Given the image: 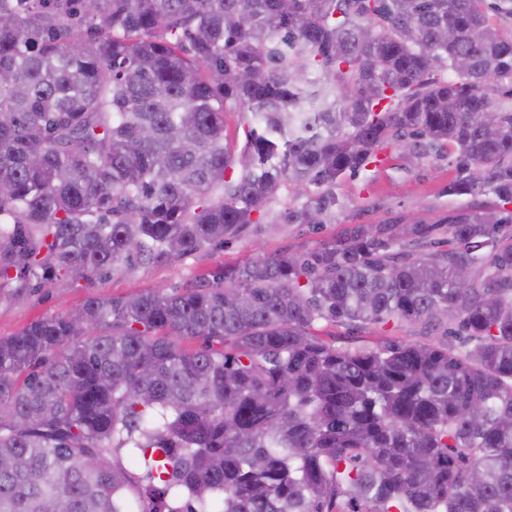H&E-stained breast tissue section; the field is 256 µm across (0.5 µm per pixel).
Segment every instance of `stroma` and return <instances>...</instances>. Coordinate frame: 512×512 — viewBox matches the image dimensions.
<instances>
[{"label":"stroma","instance_id":"obj_1","mask_svg":"<svg viewBox=\"0 0 512 512\" xmlns=\"http://www.w3.org/2000/svg\"><path fill=\"white\" fill-rule=\"evenodd\" d=\"M449 151L408 155L404 149L389 147L375 162L353 178L336 186L339 206L330 223L312 228L305 224H283L277 231L267 225L252 224L228 243L211 246L173 263H157L118 271L96 281L93 288L54 285L15 302L0 299V336H10L44 316L61 315L81 305L88 294L126 297L158 284L175 289L196 284L227 264H236L254 255V244H262L266 254L284 250L305 251L344 234L354 226L377 224H440L450 211L467 207V196H452L448 183L454 177ZM315 332L336 346L358 347L379 338L395 337L409 342L425 341L420 326L411 324L373 325L351 330L333 323L319 322Z\"/></svg>","mask_w":512,"mask_h":512}]
</instances>
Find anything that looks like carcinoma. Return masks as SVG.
<instances>
[{"instance_id": "obj_1", "label": "carcinoma", "mask_w": 512, "mask_h": 512, "mask_svg": "<svg viewBox=\"0 0 512 512\" xmlns=\"http://www.w3.org/2000/svg\"><path fill=\"white\" fill-rule=\"evenodd\" d=\"M484 2L0 0L11 300L222 244L284 186L269 227L325 224L388 145L500 202L433 250L358 226L0 337V512H512V37ZM225 135L227 142L239 148L244 142V128L247 127L245 117L239 112H227L224 115ZM315 332L325 341L335 346L358 347L372 344L378 338L395 337L409 342L437 341L446 339L444 336H426L420 326L393 323L372 325L365 330H351L335 323L319 322L314 327Z\"/></svg>"}]
</instances>
